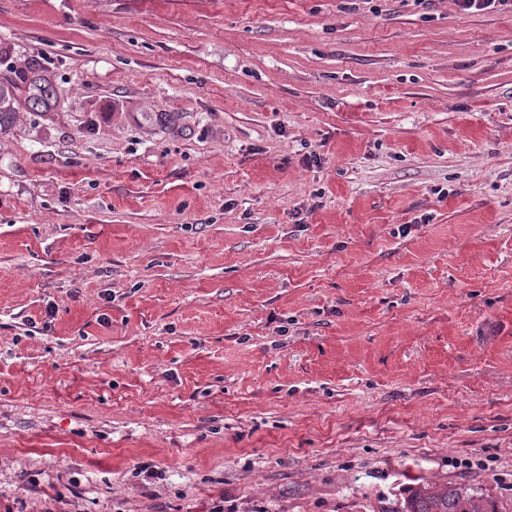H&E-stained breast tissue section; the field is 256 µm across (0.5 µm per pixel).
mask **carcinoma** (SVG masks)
<instances>
[{
  "label": "carcinoma",
  "instance_id": "obj_1",
  "mask_svg": "<svg viewBox=\"0 0 512 512\" xmlns=\"http://www.w3.org/2000/svg\"><path fill=\"white\" fill-rule=\"evenodd\" d=\"M20 82L28 85L25 101L31 110L42 111L50 106V86L27 74L20 77ZM11 95V89L0 86V127L11 123ZM391 512H497V509L476 491L450 482L439 489L422 484L410 490L400 507Z\"/></svg>",
  "mask_w": 512,
  "mask_h": 512
}]
</instances>
